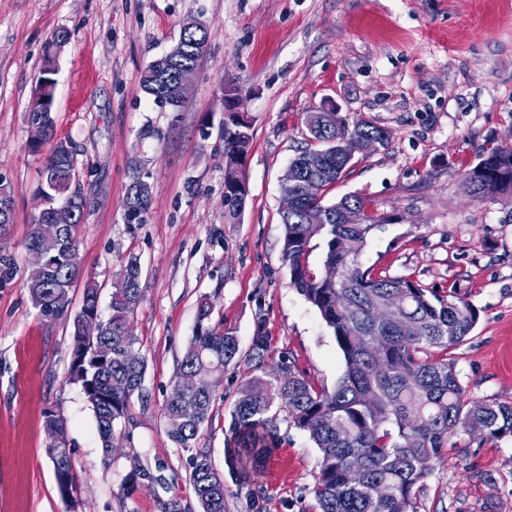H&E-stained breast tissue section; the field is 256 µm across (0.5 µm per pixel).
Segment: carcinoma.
Returning a JSON list of instances; mask_svg holds the SVG:
<instances>
[{
	"instance_id": "carcinoma-1",
	"label": "carcinoma",
	"mask_w": 512,
	"mask_h": 512,
	"mask_svg": "<svg viewBox=\"0 0 512 512\" xmlns=\"http://www.w3.org/2000/svg\"><path fill=\"white\" fill-rule=\"evenodd\" d=\"M201 33L183 28L173 52L153 61L142 78L143 91L153 102L178 110L183 103L175 94L173 74L183 65L198 66L202 53ZM49 101L29 110L27 122L41 126L45 139L54 136V91ZM310 143L290 162L296 172L288 190L297 197L296 210L281 220L284 262L291 284L333 329L345 358V372L329 392L318 390L295 367L285 366L287 379L278 382L266 373L265 336L253 337L249 352L252 374L241 386L231 410V437L224 449L232 479L244 484L264 466L279 447L281 428L306 432L320 452L314 494L320 512H417L415 487L426 477L420 461L434 459L460 433L481 439L512 436V405L493 404L465 397L455 366L438 358L461 344L474 329L478 313L462 299H449L428 290L407 275L376 273L362 268L359 259L371 234L392 217L378 212L370 200L349 195L334 203L326 194L353 166L373 152L369 147L359 158L340 149L345 139L367 144L386 129L361 117L319 121L307 126ZM252 134L240 126H223L219 141L224 156H245ZM77 162L69 145L57 142L47 158L41 193L45 211L29 224L28 249L44 251L47 273L41 281H28L39 314L50 320L67 316L69 292L81 277L77 261L83 199L72 188L70 172ZM466 190L479 199L512 195V147H494L479 156L464 177ZM151 189L145 183L127 189L125 215L143 217L148 212ZM320 212L325 223L307 224L309 213ZM50 217L53 224L42 220ZM326 241L324 266L336 268V277L317 274L308 264L312 240ZM141 265L130 256L112 283L110 312L101 315L99 288L87 280L84 307L73 318V360L70 376L81 385L91 407L103 448L109 456L115 425L125 418L129 403L137 398L148 404L144 388L146 362L136 352L137 337L130 320L141 302ZM405 296L404 314L415 323L412 335L394 322L382 319L379 309L392 296ZM212 306L199 305L195 333L177 364L171 393L163 408L169 438L180 448L193 450L189 481L195 503L178 498L161 501L160 512H224V473L218 470L210 449L196 447L200 431L211 416L216 392L197 393L194 412L185 411L176 394L191 377L222 370L239 352L237 337L211 324ZM100 321L97 345L106 354L94 356L82 350L81 322ZM164 478L136 465L128 477L133 493L144 483H163Z\"/></svg>"
}]
</instances>
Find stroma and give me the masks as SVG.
I'll list each match as a JSON object with an SVG mask.
<instances>
[{"label": "stroma", "mask_w": 512, "mask_h": 512, "mask_svg": "<svg viewBox=\"0 0 512 512\" xmlns=\"http://www.w3.org/2000/svg\"><path fill=\"white\" fill-rule=\"evenodd\" d=\"M204 21L209 48L181 109L141 89L149 63ZM56 54L55 140L70 143L84 199L79 257L108 306L127 256L138 257L142 300L131 324L147 363L148 404L132 401L103 458L93 412L70 381L72 314L42 318L27 288L28 226L54 142L31 152L26 122L49 41ZM235 84L251 122L240 167L248 196L224 204L222 88ZM334 99L348 118L387 129L390 142L359 162L328 196L358 195L396 221L375 231L361 258L426 288L466 300L479 319L450 350L468 397L512 404V197L480 201L463 187L483 151L512 146V0H0V180L13 222L0 237V512H160L193 501L190 453L168 437L162 409L195 332L198 306L239 343L201 430L224 468L231 410L250 368L256 333L268 363L287 361L315 388L334 389L345 362L334 332L290 284L282 260V179L306 145L307 113ZM152 189L143 223L124 220L128 186ZM67 423L76 488L57 486L44 422ZM319 450L289 429L248 488L226 479L225 512H319ZM162 471L167 486L127 494L133 465ZM418 512H512V437L460 433L416 487Z\"/></svg>", "instance_id": "35a3bbf8"}]
</instances>
